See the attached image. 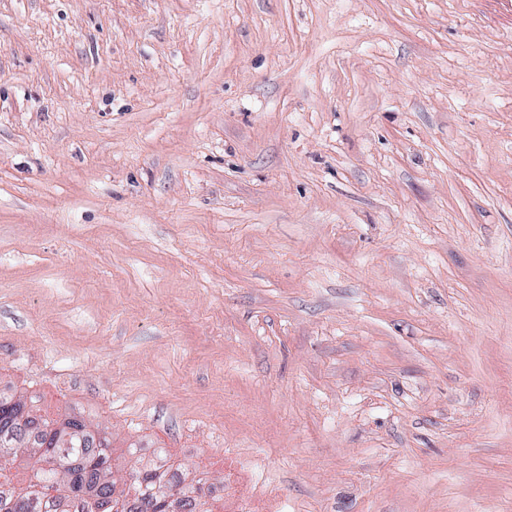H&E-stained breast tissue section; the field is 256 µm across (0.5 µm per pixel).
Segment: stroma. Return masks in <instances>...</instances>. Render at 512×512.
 Wrapping results in <instances>:
<instances>
[{"mask_svg":"<svg viewBox=\"0 0 512 512\" xmlns=\"http://www.w3.org/2000/svg\"><path fill=\"white\" fill-rule=\"evenodd\" d=\"M0 386L224 512H512V0H0Z\"/></svg>","mask_w":512,"mask_h":512,"instance_id":"obj_1","label":"stroma"}]
</instances>
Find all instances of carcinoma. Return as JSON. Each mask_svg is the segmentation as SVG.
Segmentation results:
<instances>
[{
    "mask_svg": "<svg viewBox=\"0 0 512 512\" xmlns=\"http://www.w3.org/2000/svg\"><path fill=\"white\" fill-rule=\"evenodd\" d=\"M16 391L0 390V512H220L204 472L188 478L171 464L167 451L139 459L133 482L118 488L113 472L112 436H94L85 420L69 408L22 421ZM28 472L24 484L13 481L9 466Z\"/></svg>",
    "mask_w": 512,
    "mask_h": 512,
    "instance_id": "obj_1",
    "label": "carcinoma"
}]
</instances>
